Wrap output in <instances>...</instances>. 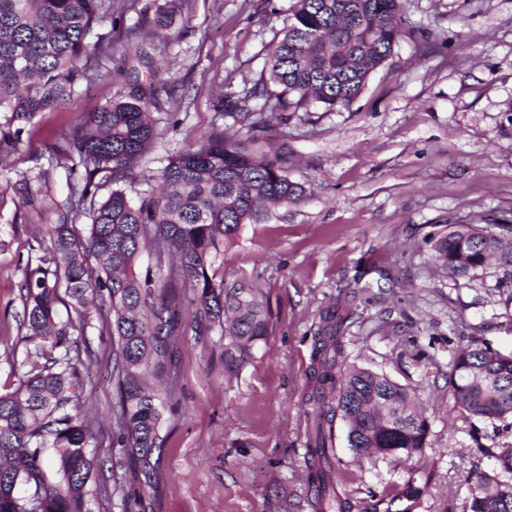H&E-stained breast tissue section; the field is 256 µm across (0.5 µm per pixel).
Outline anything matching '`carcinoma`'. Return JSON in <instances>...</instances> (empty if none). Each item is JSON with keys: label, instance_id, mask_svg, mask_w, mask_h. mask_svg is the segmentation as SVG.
Here are the masks:
<instances>
[{"label": "carcinoma", "instance_id": "obj_1", "mask_svg": "<svg viewBox=\"0 0 512 512\" xmlns=\"http://www.w3.org/2000/svg\"><path fill=\"white\" fill-rule=\"evenodd\" d=\"M139 21L126 27V12ZM189 0H0V153L15 150L22 124L53 110L94 80L112 59V39L89 40L104 19L130 40L142 30L158 32L188 19ZM402 34L399 0H296L286 24L265 47L260 77L242 92H227L221 118L197 146L145 174L140 161L163 134L152 118L166 111L171 94L142 49L148 69L120 65L134 74L112 99L94 106L69 126L62 152L72 163L67 195L51 194L54 164L36 175L23 172L6 182L37 217L30 237L42 255L27 262L20 282L18 331L49 345L45 353L13 360L18 385L0 392V512H86L87 485L96 465L84 421L85 376L81 333L94 317L112 334V375L119 410L115 432L127 448L141 488L156 486L164 440L161 420L169 394L150 383L171 359L170 343L184 333L192 312L198 336L217 328L224 339V364L235 367L269 335L270 317L262 285L251 279H217L215 263L260 207H286L307 196L289 176L285 143L264 135L292 114L348 109L369 75L387 62ZM246 133H241V130ZM157 180L160 193L135 186ZM89 220L80 235L76 219ZM512 216L493 211L481 224H448L424 238L433 265L466 278L491 258L501 269L497 286L512 291ZM151 247L156 270H138L142 249ZM167 270H162V267ZM190 300L167 292L179 283ZM71 300L75 317L63 321L56 305ZM339 308L320 316L314 389L317 512H349L336 493L325 431L336 419L347 425L348 447L361 458L405 462L427 445L429 422L419 397L385 373L344 364L338 335ZM448 389L470 416L512 419V353L477 339L454 356ZM466 512H512V484L478 477Z\"/></svg>", "mask_w": 512, "mask_h": 512}]
</instances>
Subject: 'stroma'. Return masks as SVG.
Instances as JSON below:
<instances>
[{"mask_svg":"<svg viewBox=\"0 0 512 512\" xmlns=\"http://www.w3.org/2000/svg\"><path fill=\"white\" fill-rule=\"evenodd\" d=\"M192 0L188 35L160 48L163 76L178 90L159 113L163 134L142 167L201 139L226 89L258 78L263 47L293 0ZM403 35L347 110L315 109L278 126L293 154L290 176L307 198L243 226L216 263L225 280L259 281L271 334L250 357L224 365L219 330L176 337L155 491L138 496L126 449L113 446L116 388L112 338L91 323L80 338L90 366L91 450L104 461L90 480L88 512H315L307 453L314 405L315 332L337 304L349 313L340 341L347 363L414 389L429 419L428 445L406 463L357 458L343 422L333 429L336 490L350 512H465L471 473L512 483L502 455L512 426L469 417L448 371L469 338L512 351V296L490 265L452 279L429 260L424 237L512 207V0H401ZM121 83L112 62L57 110L37 115L0 157V391L17 382L13 356L19 285L31 250L28 224L6 181L46 164L70 124ZM424 349L426 360L403 357ZM418 500L399 498L407 480Z\"/></svg>","mask_w":512,"mask_h":512,"instance_id":"stroma-1","label":"stroma"}]
</instances>
